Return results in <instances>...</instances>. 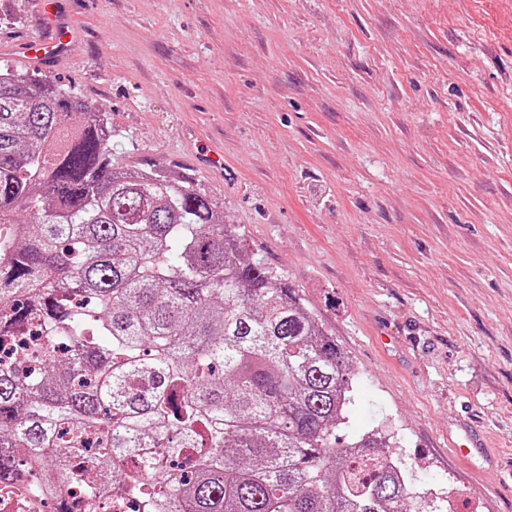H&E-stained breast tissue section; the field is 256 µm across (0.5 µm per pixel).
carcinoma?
Returning <instances> with one entry per match:
<instances>
[{
  "instance_id": "cac0c4a2",
  "label": "carcinoma",
  "mask_w": 512,
  "mask_h": 512,
  "mask_svg": "<svg viewBox=\"0 0 512 512\" xmlns=\"http://www.w3.org/2000/svg\"><path fill=\"white\" fill-rule=\"evenodd\" d=\"M0 458L63 467L29 487L66 509L114 488L146 512H446L349 434L348 357L287 280L246 252L191 180L112 162L107 113L52 80L0 72Z\"/></svg>"
}]
</instances>
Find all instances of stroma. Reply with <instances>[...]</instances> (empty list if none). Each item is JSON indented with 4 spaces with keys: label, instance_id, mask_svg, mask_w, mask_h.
<instances>
[{
    "label": "stroma",
    "instance_id": "stroma-1",
    "mask_svg": "<svg viewBox=\"0 0 512 512\" xmlns=\"http://www.w3.org/2000/svg\"><path fill=\"white\" fill-rule=\"evenodd\" d=\"M35 72L117 165L184 175L346 352L349 429L452 512H512V0H60ZM42 26L0 0V70ZM223 171L200 164L211 149ZM485 453L463 462L467 431ZM38 3L51 33L46 37H31L19 43V51L25 55L31 65H42L55 59L72 40L71 31L64 25L59 10L55 8L59 2L39 0Z\"/></svg>",
    "mask_w": 512,
    "mask_h": 512
}]
</instances>
